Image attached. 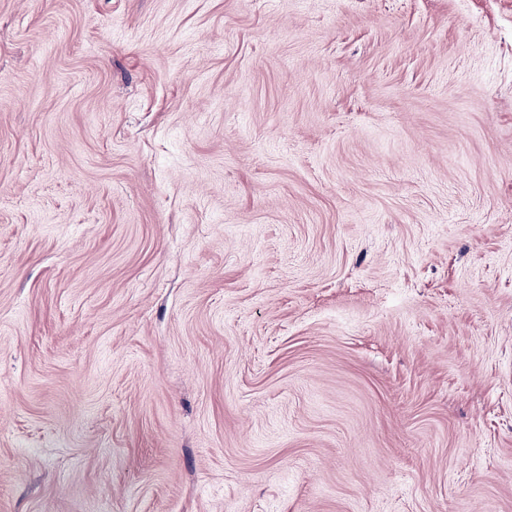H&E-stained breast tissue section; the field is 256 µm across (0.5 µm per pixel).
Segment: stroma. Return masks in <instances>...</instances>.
Masks as SVG:
<instances>
[{"label": "stroma", "instance_id": "stroma-1", "mask_svg": "<svg viewBox=\"0 0 512 512\" xmlns=\"http://www.w3.org/2000/svg\"><path fill=\"white\" fill-rule=\"evenodd\" d=\"M0 512H512V0H0Z\"/></svg>", "mask_w": 512, "mask_h": 512}]
</instances>
